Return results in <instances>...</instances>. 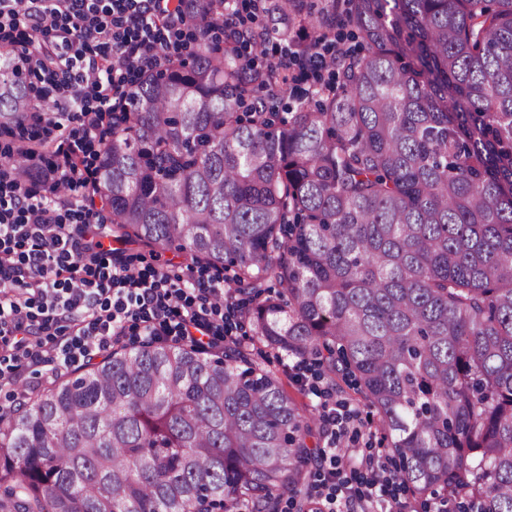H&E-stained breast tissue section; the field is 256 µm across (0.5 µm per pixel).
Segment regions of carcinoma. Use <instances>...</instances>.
<instances>
[{
  "label": "carcinoma",
  "mask_w": 512,
  "mask_h": 512,
  "mask_svg": "<svg viewBox=\"0 0 512 512\" xmlns=\"http://www.w3.org/2000/svg\"><path fill=\"white\" fill-rule=\"evenodd\" d=\"M189 6L190 52L112 113V237L232 271L253 342L354 376L414 498L512 512V0ZM346 26L366 53L279 115L269 44ZM320 427L236 344L114 347L0 413V512H278Z\"/></svg>",
  "instance_id": "cac0c4a2"
}]
</instances>
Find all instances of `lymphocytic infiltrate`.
<instances>
[{
  "instance_id": "lymphocytic-infiltrate-1",
  "label": "lymphocytic infiltrate",
  "mask_w": 512,
  "mask_h": 512,
  "mask_svg": "<svg viewBox=\"0 0 512 512\" xmlns=\"http://www.w3.org/2000/svg\"><path fill=\"white\" fill-rule=\"evenodd\" d=\"M171 0H0V38L15 51L17 70L32 78L20 152L29 173L0 167V381L21 360L59 372L108 353L134 335L212 344L224 336V279L198 274L190 287L159 270H137L107 237L86 194L93 147L105 123L125 105L133 72L153 64L168 40L181 37ZM75 106L59 160L45 162L37 134L51 120L36 101ZM41 183L44 193L32 191ZM350 451L320 456V478L306 497L311 512H367L384 501L401 512L385 456L370 457L366 477L351 484Z\"/></svg>"
}]
</instances>
